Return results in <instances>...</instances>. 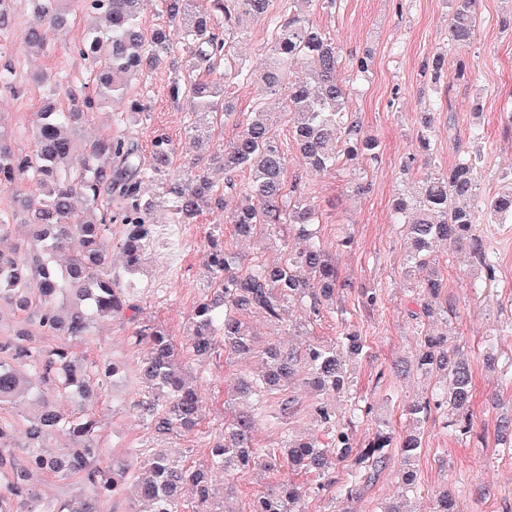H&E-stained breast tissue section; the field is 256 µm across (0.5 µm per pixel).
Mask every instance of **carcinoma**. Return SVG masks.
<instances>
[{
	"mask_svg": "<svg viewBox=\"0 0 512 512\" xmlns=\"http://www.w3.org/2000/svg\"><path fill=\"white\" fill-rule=\"evenodd\" d=\"M24 40L44 44L42 29L66 25L71 11L81 8L95 15L81 54L98 66L97 95L102 101L122 99L128 78L165 62L180 64L182 78L172 85L173 99L183 101L189 114L188 133L197 142L214 138L217 118L231 115L234 106L224 84L208 79L224 68V79L253 85L258 95L288 89L282 111L289 116V134L298 151V164L316 172L341 165L357 169L365 160L376 161L379 142L368 135L353 113L349 86L337 78L342 55L339 45L314 26L308 12L315 0H284L281 15L272 20L270 53L259 68H251L230 54L228 40L243 33L241 19L269 14L271 0H159L167 22L184 29L185 48L176 55L163 27L145 38L138 18L144 0H30ZM14 0H0V34L11 31ZM448 41L472 39L477 31L478 0H450ZM305 77L293 78L294 66ZM49 95L64 91L68 104L48 103L33 132L35 150L15 152L0 130V189L16 190L24 183L40 189L34 204L17 199L20 209L0 212V235L8 232L18 215L31 228L29 246L0 249V306L7 304L24 316L16 333L0 336V407L9 405L24 414L25 443L15 453L14 424L0 418V512H98L104 499L133 494L143 505L131 512H238L224 505L212 484L213 474L231 477L250 471H291L313 478L307 484L291 479L265 487L252 502L250 512H298L309 492L326 490L327 480L339 464L346 471L338 496L353 498L364 481L384 470L392 453L400 455V485L404 492L415 486L413 459L421 446L418 434H397L390 425L376 430L367 443L355 444V424L371 413V406L350 395L351 373L347 359L358 358L366 343L355 331H344L335 342L304 341L298 346L262 343L250 331L245 317L260 313L275 323L284 321L288 304L306 307L317 317L333 305L339 294L355 282L341 276L336 260L324 249L315 225L319 213L302 196L297 183L287 184L288 158L278 145L268 113L257 112L235 137L210 157L225 175L224 187L236 189L238 172L249 176L238 201L224 211V223L235 235L269 240L292 227L302 246L285 252L277 261L245 259L211 239L207 261V293L196 306L186 335L189 358L204 361L224 350L226 356L256 357L262 374L240 379L234 387L237 407L224 411L222 438L210 448L207 464L188 466L166 448H154L137 463L122 456L104 460L98 443L99 421L82 409L63 414L51 399L60 394L87 402L122 379V367L110 359L89 360L73 352L70 340L90 335L95 321L124 317L136 324L128 344L148 346L137 359L135 373L144 384L134 402L137 413L164 438L190 433L203 420L199 387L189 380L180 348L160 327L138 319L132 276L141 254L154 243L151 216L165 202L177 220L190 219L212 205L219 188L213 185L200 161L188 163L179 180L170 181L174 149L165 137L152 143L151 163L144 165L138 144L107 133L77 153L75 130L89 115L93 100L86 87L63 84L39 76ZM431 122L417 132L423 160L412 156L403 164L408 172L422 163L432 166ZM479 150L474 149L443 171L422 172L421 178L393 204L396 219L410 241L408 278L411 297L419 306L416 328L451 305L443 279L430 257V249L444 241L457 251H467L491 281L495 275L492 253L475 227L480 213L489 224L512 220V182L491 197L477 193ZM156 182L161 192L145 195L144 182ZM120 223V251L124 274L110 266L107 244L112 224ZM79 249L63 263L57 256ZM39 335L57 336L59 346L46 349ZM413 367L435 379L432 394L405 406L412 423L425 421L432 411L451 416L462 435L470 433L474 383L468 363L448 351V335L426 332L419 336ZM307 371L306 383L318 397L310 407L314 424L324 438L282 436L278 447L258 451L254 443L256 418L248 401L266 392L277 396L273 417L282 423L297 411L288 389ZM349 398L340 412L336 398ZM60 431L71 439L63 453L48 451ZM498 436L503 449L512 451V414L500 418ZM35 473L74 481L76 493L66 500L47 499L32 482ZM195 493L186 504L184 489Z\"/></svg>",
	"mask_w": 512,
	"mask_h": 512,
	"instance_id": "carcinoma-1",
	"label": "carcinoma"
}]
</instances>
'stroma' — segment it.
<instances>
[{"instance_id": "stroma-1", "label": "stroma", "mask_w": 512, "mask_h": 512, "mask_svg": "<svg viewBox=\"0 0 512 512\" xmlns=\"http://www.w3.org/2000/svg\"><path fill=\"white\" fill-rule=\"evenodd\" d=\"M479 27L474 39L449 43L448 0H316L310 21L341 46L345 61L339 75L348 77L352 58L371 53L368 76L351 84L353 109L365 129L380 143L378 161L366 164L364 192L347 185L345 172L316 173L289 164L287 180H298L320 209L316 229L325 250L335 255L342 274L368 288H378V301L364 306L357 293L343 295L340 308L310 321L303 305L293 304L288 317L310 339L332 342L341 328L357 331L366 342L363 356L351 364L352 393L373 407L357 432L365 438L379 423L405 431L403 408L430 395L432 386L420 374L396 377L390 366L418 349V336L407 312L406 259L409 245L400 225L394 224L391 201L408 183L401 163L416 153V134L424 113H432L431 148L434 158L447 167L470 151L471 129H480L485 141L481 163L480 194L501 192L512 179V0H480ZM30 15L28 0H18L16 33L0 38V69L12 66V84H0V125L11 136L13 148L29 154L32 132L48 95L35 82L41 71L75 83L88 82L93 68L80 53L93 19L75 12L69 24L45 32V49L28 47L20 27ZM442 53L440 81H432L424 64ZM466 72H459L460 63ZM170 64L144 70L130 84L131 97L143 100L144 109L129 111L121 101L96 104L81 139L112 133L128 135L139 144L142 158H149L158 135L171 141L173 168H181L196 150L186 134L187 117L171 98ZM227 92L236 103L233 115L217 128L220 142L232 140L252 117L256 92L246 83L231 84ZM224 221V208L212 205L187 224L173 223L166 207H158L153 224L158 242L148 247L136 275L137 300L145 321L163 328L175 342H183L189 319L205 295L203 273L210 239ZM350 230L354 243L336 247L342 230ZM479 232L488 250L496 255V279L486 282L470 258L456 255L444 243L436 244L437 259L453 306L448 318H434L425 325L432 333L448 331L468 359L475 387L474 427L462 436L447 427L442 414L432 413L420 427L421 446L414 461L418 491L410 495L417 512H431L434 495L443 489L456 498L459 512H512V453H504L497 436L500 415L512 409V335L498 337L494 368L484 360L485 344L493 330L512 322V223H480ZM130 324L122 319L99 321L75 352L90 359L111 356L133 366L139 352L130 348ZM256 360L210 359L192 371L202 390L205 419L198 433L167 441L130 408L142 386L135 377L101 397L93 410L102 422L100 442L105 456H137L147 448H170L189 465L206 463L209 449L220 435L224 400L234 374L253 372ZM300 410L281 424L272 416L274 398L260 397L255 442L258 448L277 447L283 431L308 436L316 427L309 415L314 396L309 388H293ZM399 459L375 480L362 485L357 498L340 503L330 495H310L300 503L301 512H381L400 492Z\"/></svg>"}]
</instances>
